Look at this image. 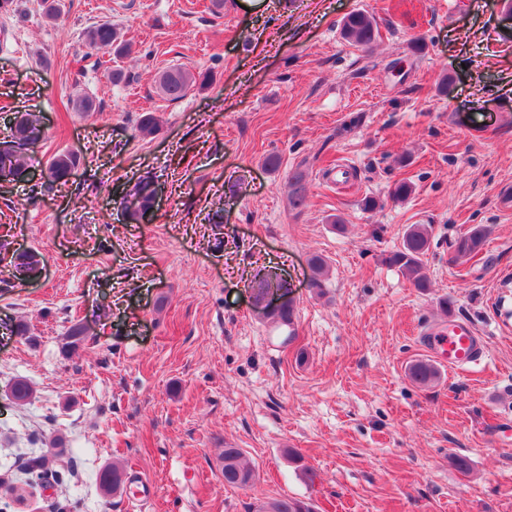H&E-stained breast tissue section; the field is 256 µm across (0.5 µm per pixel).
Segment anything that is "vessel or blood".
<instances>
[{"instance_id": "obj_1", "label": "vessel or blood", "mask_w": 512, "mask_h": 512, "mask_svg": "<svg viewBox=\"0 0 512 512\" xmlns=\"http://www.w3.org/2000/svg\"><path fill=\"white\" fill-rule=\"evenodd\" d=\"M424 343L453 371L461 372L479 365L486 356L483 338L465 322H449L426 336Z\"/></svg>"}]
</instances>
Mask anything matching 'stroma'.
Masks as SVG:
<instances>
[{"label":"stroma","mask_w":512,"mask_h":512,"mask_svg":"<svg viewBox=\"0 0 512 512\" xmlns=\"http://www.w3.org/2000/svg\"><path fill=\"white\" fill-rule=\"evenodd\" d=\"M59 4L55 20L42 0L0 7V139L16 112L43 126L33 178L0 182V255L43 261L25 283L0 262V502L20 486L9 512H256L281 496L315 512H512V5ZM356 10L379 24L368 53L340 36ZM103 22L128 56L89 46ZM178 66L214 82L167 100L156 80ZM115 68L125 83L108 79ZM85 96L95 111L74 109ZM145 112L161 124L146 140ZM60 152L80 163L44 189ZM303 161L297 214L287 177ZM145 177L159 197L131 224L120 201ZM398 181L413 192L393 203ZM367 196L382 207L363 210ZM412 224L430 235L424 292L383 262ZM478 224L482 251L452 261ZM261 269L288 284V345L253 300ZM452 318L484 338L485 361L415 384L409 366L434 358L423 336ZM20 323L26 334L11 333ZM19 378L29 401L10 396ZM228 443L255 463L253 485H225ZM35 458L46 465L32 484ZM114 462L155 497L104 494L99 473Z\"/></svg>","instance_id":"35a3bbf8"}]
</instances>
